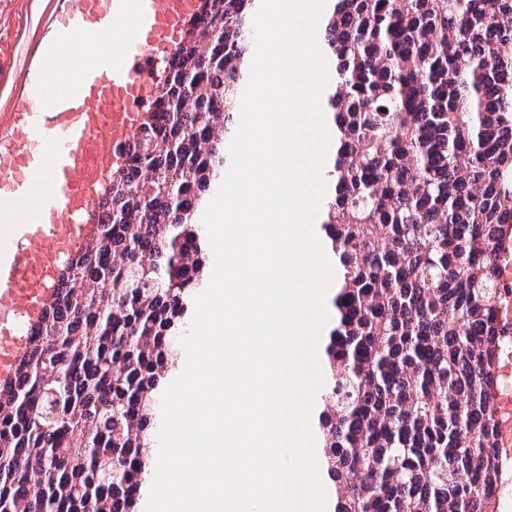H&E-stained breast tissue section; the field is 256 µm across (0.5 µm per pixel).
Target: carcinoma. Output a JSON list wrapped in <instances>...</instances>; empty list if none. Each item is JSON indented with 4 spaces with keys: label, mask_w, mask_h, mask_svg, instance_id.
I'll return each instance as SVG.
<instances>
[{
    "label": "carcinoma",
    "mask_w": 512,
    "mask_h": 512,
    "mask_svg": "<svg viewBox=\"0 0 512 512\" xmlns=\"http://www.w3.org/2000/svg\"><path fill=\"white\" fill-rule=\"evenodd\" d=\"M333 318L311 420L328 512H494L493 363L512 225V0H330ZM257 0H203L103 190L92 245L0 380V512H138L210 261Z\"/></svg>",
    "instance_id": "cac0c4a2"
}]
</instances>
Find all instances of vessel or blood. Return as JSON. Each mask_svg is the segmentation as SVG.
Here are the masks:
<instances>
[{
    "instance_id": "obj_1",
    "label": "vessel or blood",
    "mask_w": 512,
    "mask_h": 512,
    "mask_svg": "<svg viewBox=\"0 0 512 512\" xmlns=\"http://www.w3.org/2000/svg\"><path fill=\"white\" fill-rule=\"evenodd\" d=\"M202 0H53L35 78L0 121V377L12 343L52 299L66 258L92 237L89 217L138 132ZM132 20L125 28L124 20ZM111 37L113 52L94 39ZM496 444L512 446V396Z\"/></svg>"
}]
</instances>
